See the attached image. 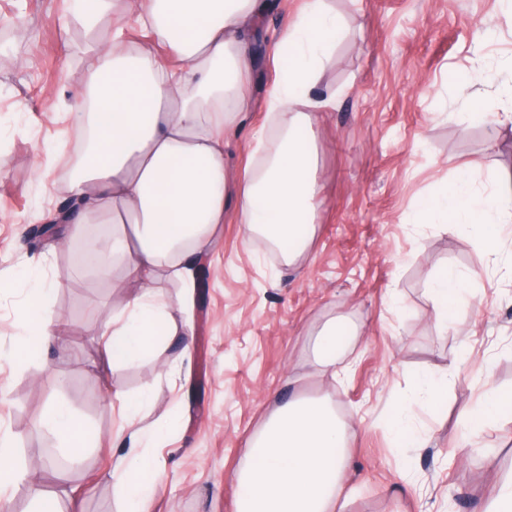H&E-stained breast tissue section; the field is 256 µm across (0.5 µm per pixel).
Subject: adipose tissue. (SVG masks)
Listing matches in <instances>:
<instances>
[{
    "label": "adipose tissue",
    "instance_id": "1",
    "mask_svg": "<svg viewBox=\"0 0 512 512\" xmlns=\"http://www.w3.org/2000/svg\"><path fill=\"white\" fill-rule=\"evenodd\" d=\"M263 10L262 0H124L120 9L113 0H92L79 8L86 29L106 21L112 27L93 43L94 64L80 83V93L93 103V133L69 186L76 200L69 219L78 228L111 225V234L86 240L98 257L94 273L109 277L117 261L139 285L126 313L99 324L113 362L135 361L176 338L174 303L153 285L165 277L194 286V263L223 224L228 204H235L245 237L284 246L285 264L301 257L314 235L318 153L308 132L314 113L336 102L315 87L345 24L327 0H305L286 21L278 48L287 52L288 65L267 95L271 131L252 148V164L232 174L224 142L249 107L244 79L253 51L246 31ZM126 15L151 32L165 56L155 55L153 46L128 47ZM420 216L470 233L487 264L497 265L503 244L492 227L512 222V178L479 192L469 168H459L450 188L422 202ZM27 284L16 319L39 346L59 343L52 313L56 282L35 269ZM470 285V276L451 268L432 275L429 292L440 327L465 307ZM358 334L344 318L322 326L312 340L321 374L347 371ZM121 403L136 452L113 473V491L123 512H149L161 479L153 461L138 452L150 436L136 423L150 396L127 395ZM511 413L512 389L492 388L469 412L468 427L481 435ZM41 424L71 460L91 444L84 422L64 404L49 405ZM347 445V425L329 399L280 407L235 475L237 512H336L349 466Z\"/></svg>",
    "mask_w": 512,
    "mask_h": 512
}]
</instances>
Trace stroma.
Wrapping results in <instances>:
<instances>
[{"label": "stroma", "instance_id": "stroma-1", "mask_svg": "<svg viewBox=\"0 0 512 512\" xmlns=\"http://www.w3.org/2000/svg\"><path fill=\"white\" fill-rule=\"evenodd\" d=\"M303 0H265L266 54L248 76L250 109L225 142L237 171L268 128L265 105L285 60L275 43ZM345 36L322 83L336 104L313 115L318 151L316 230L304 257L286 266L259 240H245L234 207L204 250L205 277L195 288L160 280L166 297L186 299L178 323L190 324V352L160 345L131 364L103 356L95 320L122 313L138 285L122 266L101 280L84 269L83 239L58 225L56 241L28 237L47 213L69 201L77 155L72 119L77 87L92 67L88 47L107 26L87 30L74 0H0L10 59L0 65V432L14 448L22 480L8 495L33 512L35 494H55L62 512H121L112 472L127 452L118 393L148 392L139 428L165 421L145 453L162 487L151 512H236L235 474L252 437L277 405L295 395L328 396L349 426L345 512H476L512 481V417L474 442L468 412L492 387L512 388V264L485 266L472 238L419 224L421 199L474 166L484 189L512 173V129L471 124L468 112L498 106L512 55V0H331ZM468 74L471 98L455 77ZM40 266L60 286L53 298L66 351H39L14 363L25 330L14 309ZM473 274L468 308L442 329L427 292L443 267ZM356 322L360 336L342 383L323 378L311 338L328 319ZM462 360L446 401L431 408L414 392L413 375L443 374ZM66 402L94 441L70 463L40 425L53 401ZM419 433L396 445L391 415Z\"/></svg>", "mask_w": 512, "mask_h": 512}]
</instances>
